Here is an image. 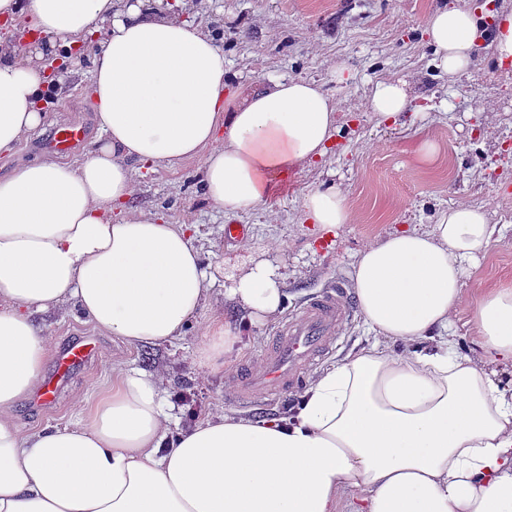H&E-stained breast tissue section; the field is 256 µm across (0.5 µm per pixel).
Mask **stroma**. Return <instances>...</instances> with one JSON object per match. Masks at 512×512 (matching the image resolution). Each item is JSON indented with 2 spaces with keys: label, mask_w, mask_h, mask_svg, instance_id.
Segmentation results:
<instances>
[{
  "label": "stroma",
  "mask_w": 512,
  "mask_h": 512,
  "mask_svg": "<svg viewBox=\"0 0 512 512\" xmlns=\"http://www.w3.org/2000/svg\"><path fill=\"white\" fill-rule=\"evenodd\" d=\"M449 0H180L177 13L200 25L224 49V68L237 94L263 90L280 77L317 82L338 109L331 153L288 175L267 211L247 210L236 218L243 237L224 235L227 219L206 202L199 184V160L163 163L136 170L130 209H158L169 223L197 225L205 265L215 276L213 303H223L224 285L266 256L286 266V310L336 277L352 278L358 251L406 224L436 223L441 211L457 203L484 207L496 224L494 241L466 275L455 316L460 350H472L475 299L479 290L512 281V62L496 63L490 37L479 41L469 75L451 79L436 68L422 31L431 10ZM93 47H85L59 85L47 88V120L33 136L0 156V175L42 157L40 143L63 123L85 126L90 138L68 153L75 161L94 147L96 108L85 93ZM343 74H336V66ZM406 82L410 112L393 124H378L366 109L379 81ZM432 142V160L420 147ZM336 187L347 197L353 221L334 235L317 238L313 225L300 223L303 197L316 188ZM242 237V238H243ZM276 329L266 323L236 345L223 374L211 375L194 361L204 321H194L174 345L129 347L100 333L68 309L46 316L44 331L54 353L70 344L94 340L91 358L72 370L48 403L39 397L17 410L22 430L76 421L84 402L112 381V362L165 372L170 431L178 433L194 416L234 413L229 382L241 364L260 367L261 350Z\"/></svg>",
  "instance_id": "1"
}]
</instances>
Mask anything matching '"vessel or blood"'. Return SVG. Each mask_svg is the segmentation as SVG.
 <instances>
[{
  "label": "vessel or blood",
  "mask_w": 512,
  "mask_h": 512,
  "mask_svg": "<svg viewBox=\"0 0 512 512\" xmlns=\"http://www.w3.org/2000/svg\"><path fill=\"white\" fill-rule=\"evenodd\" d=\"M85 137V127L66 125L56 130L53 146L66 151L75 148ZM356 312L344 280L311 294L266 342L262 351L263 372H241L231 393L234 402L252 407L299 388L306 372L334 349L341 326ZM93 350L89 343L69 346L59 356L60 370L84 362Z\"/></svg>",
  "instance_id": "1"
}]
</instances>
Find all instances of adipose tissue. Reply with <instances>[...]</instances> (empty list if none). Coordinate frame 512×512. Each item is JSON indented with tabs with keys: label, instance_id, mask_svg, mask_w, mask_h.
Here are the masks:
<instances>
[{
	"label": "adipose tissue",
	"instance_id": "obj_1",
	"mask_svg": "<svg viewBox=\"0 0 512 512\" xmlns=\"http://www.w3.org/2000/svg\"><path fill=\"white\" fill-rule=\"evenodd\" d=\"M23 23L28 55L0 49V154L41 129L45 59L97 37L87 96L101 135L80 161L51 157L0 176V512H512V282L482 291L473 354L457 350L454 315L468 265L496 227L459 204L428 229L396 228L353 263L373 334L298 392L292 417L216 414L177 434L155 373L112 364V385L73 423L21 433L15 409L43 376L48 338L37 314L78 308L130 346L180 339L205 318L198 364L224 370L249 327L284 309L278 263L262 257L211 307L214 276L191 225L126 208L134 165L200 159L208 202L225 215L267 209L279 177L326 156L337 110L316 83L288 78L226 96L224 51L199 26L150 0H0ZM436 66L468 72L482 18L465 0L430 13ZM402 82L374 85L378 122L409 109ZM305 221L351 223L339 190L303 198ZM419 344L411 354L395 344Z\"/></svg>",
	"mask_w": 512,
	"mask_h": 512
}]
</instances>
